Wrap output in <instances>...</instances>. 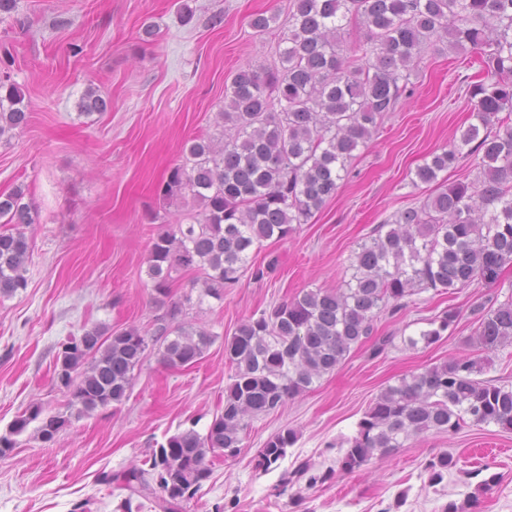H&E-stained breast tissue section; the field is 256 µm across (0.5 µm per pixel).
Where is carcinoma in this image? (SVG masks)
<instances>
[{
    "mask_svg": "<svg viewBox=\"0 0 512 512\" xmlns=\"http://www.w3.org/2000/svg\"><path fill=\"white\" fill-rule=\"evenodd\" d=\"M353 22L366 30L365 40L352 47L354 65L341 57ZM443 36L454 49L485 48L483 80L468 86L477 123L459 134L461 144L474 142L484 153L481 178L442 183L422 204L380 225L376 236L358 244L344 287L306 291L237 326L224 340L233 374L223 410L205 434L182 430L154 442L143 466L104 475L127 491L118 509L142 512L148 502L157 512H181L210 478L209 458L216 451L238 457L250 419L333 372L371 338L381 313L401 310L417 290L496 282L512 266V0H294L278 62L262 71L243 68L233 79L220 116L235 135L218 141L194 137L185 162L172 167L159 186L163 199L189 196L201 207L192 222L175 224L150 241L152 300L159 309L169 307L167 315L158 318L150 336L135 326L94 325L61 343L54 373L68 394L66 411L27 408L0 433V457L18 447L17 437L34 422V437L47 442L70 424L71 412L121 404L151 344L168 368L202 360L215 334L176 320L182 309L168 305L172 273L200 272L202 281H192L201 285L198 303L222 298L224 289L239 282L254 246L287 237L336 194L353 152L406 92L410 67ZM107 107L90 90L79 102L86 114ZM28 121L19 88L0 81V136ZM455 160L456 150L445 149L418 166L415 177L435 183ZM23 197L20 189L0 195V220L10 225L0 232V298L27 284L26 229L35 218ZM471 314L470 343L478 350L512 344V297L489 298ZM460 315V309L449 308L429 322L420 339L408 338L409 345L440 341ZM483 369L477 358L454 357L386 386L356 434L343 441L340 471L351 474L411 437L456 433L468 421L512 433V388L479 378ZM297 440L292 429L271 436L253 456L255 469L277 467ZM455 465L446 452L434 456L425 465L430 483H441Z\"/></svg>",
    "mask_w": 512,
    "mask_h": 512,
    "instance_id": "obj_1",
    "label": "carcinoma"
}]
</instances>
